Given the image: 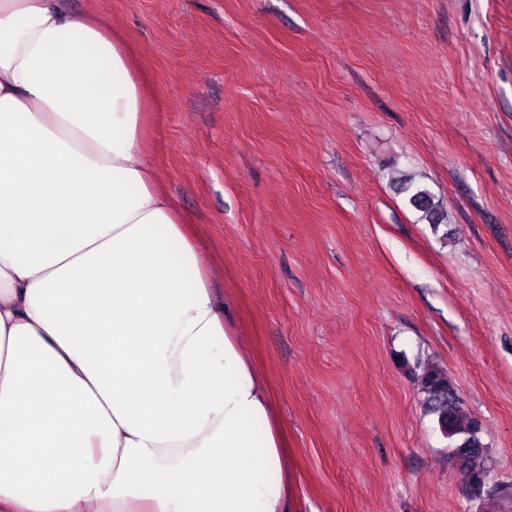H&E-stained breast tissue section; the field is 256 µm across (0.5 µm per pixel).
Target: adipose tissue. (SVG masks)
Masks as SVG:
<instances>
[{"label":"adipose tissue","instance_id":"ef3b65f1","mask_svg":"<svg viewBox=\"0 0 512 512\" xmlns=\"http://www.w3.org/2000/svg\"><path fill=\"white\" fill-rule=\"evenodd\" d=\"M124 36L0 0V512H290L265 378L143 149Z\"/></svg>","mask_w":512,"mask_h":512}]
</instances>
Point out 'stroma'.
Listing matches in <instances>:
<instances>
[{
    "label": "stroma",
    "instance_id": "1",
    "mask_svg": "<svg viewBox=\"0 0 512 512\" xmlns=\"http://www.w3.org/2000/svg\"><path fill=\"white\" fill-rule=\"evenodd\" d=\"M153 92L145 150L218 270L287 443L291 512H512V0H62ZM446 219L431 228L397 180ZM421 392L424 394V403L429 412L437 416L438 424L449 438L458 437V443L453 451L462 465L469 469L467 496H473V491L483 481L489 479L488 471L484 466L476 465L484 451L479 433L481 425L478 421H470L461 426L457 413L460 397L448 373L437 367H425L418 378Z\"/></svg>",
    "mask_w": 512,
    "mask_h": 512
}]
</instances>
